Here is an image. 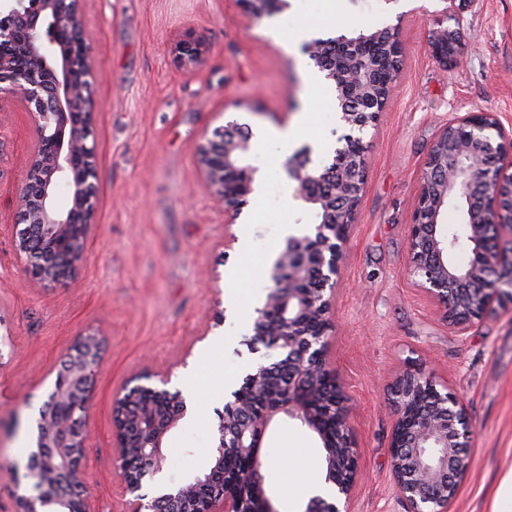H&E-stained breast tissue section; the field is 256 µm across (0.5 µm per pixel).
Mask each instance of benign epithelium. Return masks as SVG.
Listing matches in <instances>:
<instances>
[{
  "label": "benign epithelium",
  "mask_w": 512,
  "mask_h": 512,
  "mask_svg": "<svg viewBox=\"0 0 512 512\" xmlns=\"http://www.w3.org/2000/svg\"><path fill=\"white\" fill-rule=\"evenodd\" d=\"M253 23L284 12L289 0H237ZM430 42L432 56L459 62L455 30L466 0H439ZM83 0H0V112L19 110L33 137L16 195L14 251L29 278L43 285L73 281L94 224L97 195L92 125L99 110L92 87L99 69L83 29ZM366 29L332 42L345 60L313 40L305 51L336 90V106L363 95L376 80L382 55L399 65V36ZM182 67L202 64L200 38L176 46ZM338 112L349 133L331 164L311 165L304 150L285 163L296 196L309 205L312 234L291 235L273 265L272 286L252 324V342L279 359L249 367L242 384L217 412L216 454L210 468L154 495L147 481L163 471L167 435L187 415L186 401L167 389L166 372H146L157 385L124 387L112 396L116 470L129 499L124 512H280L266 484L263 437L278 416L300 421L323 443L326 492L301 512H347L359 479L360 452L353 438L352 398L332 363L333 305L342 278L352 224L367 180V145L359 135L385 110ZM251 137L235 123L216 127L197 151L201 183L224 210V223L240 219L254 191ZM69 204L57 203L60 188ZM451 205L467 216L461 227L470 259H452L458 236L440 217ZM512 238V129L487 111L454 117L437 136L425 163L408 235L409 273L458 331H466L495 304L512 301V261L503 238ZM105 333L82 335L57 376L40 419L29 477L38 494L18 497L19 512H92L80 465L88 431L92 378ZM394 423L391 470L408 512H448L465 478L472 427L465 404L434 373L407 369L390 387Z\"/></svg>",
  "instance_id": "obj_1"
}]
</instances>
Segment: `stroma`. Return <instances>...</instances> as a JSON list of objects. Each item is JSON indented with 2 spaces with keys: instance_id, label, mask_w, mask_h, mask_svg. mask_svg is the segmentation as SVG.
<instances>
[{
  "instance_id": "35a3bbf8",
  "label": "stroma",
  "mask_w": 512,
  "mask_h": 512,
  "mask_svg": "<svg viewBox=\"0 0 512 512\" xmlns=\"http://www.w3.org/2000/svg\"><path fill=\"white\" fill-rule=\"evenodd\" d=\"M439 0H290L252 25L236 0H84L83 21L100 77L95 95V223L77 281L33 287L13 249L14 198L33 131L22 112L0 114L12 143L0 179V512L32 494L28 457L36 417L80 335L106 331L88 407L82 470L94 512H123L113 465L112 396L137 373L164 369L195 389L190 419L168 437L165 478L179 483L215 455L216 411L228 379L263 352L250 349L251 319L271 286L270 253L285 229L307 232L312 215L280 162L282 132L302 127L314 164L331 162L344 133L334 88L313 91L303 42L281 32L318 25L323 37L397 29L402 69L386 109L365 136L368 176L350 232L335 304V366L354 398L361 479L350 512H407L395 492L389 440L392 381L423 365L467 405L474 436L470 469L448 512H491L512 467V303L458 333L408 275L407 239L421 176L440 130L456 114L489 110L512 126V0H471L458 40L460 65L429 51ZM193 32L208 47L185 71L175 45ZM263 129L253 147L261 189L225 248L224 215L199 181L197 148L227 120ZM223 325H215L216 317ZM262 455L279 512L302 500L299 472H321L316 433L288 418L272 424ZM288 465L276 467L279 458Z\"/></svg>"
}]
</instances>
